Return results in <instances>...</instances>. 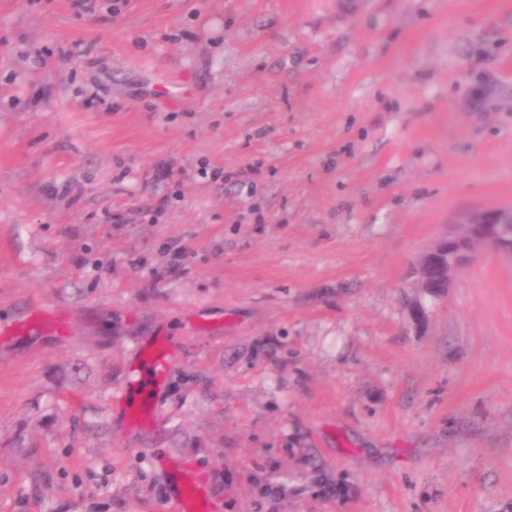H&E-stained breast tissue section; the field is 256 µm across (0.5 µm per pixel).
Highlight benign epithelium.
<instances>
[{"mask_svg": "<svg viewBox=\"0 0 512 512\" xmlns=\"http://www.w3.org/2000/svg\"><path fill=\"white\" fill-rule=\"evenodd\" d=\"M483 222L462 220L452 227L421 260L417 268L418 287L437 295L439 287L468 266L480 252L512 258V237L506 236L498 223L499 210L482 211Z\"/></svg>", "mask_w": 512, "mask_h": 512, "instance_id": "benign-epithelium-1", "label": "benign epithelium"}]
</instances>
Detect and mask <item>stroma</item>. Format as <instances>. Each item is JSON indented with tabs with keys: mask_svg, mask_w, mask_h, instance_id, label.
<instances>
[{
	"mask_svg": "<svg viewBox=\"0 0 512 512\" xmlns=\"http://www.w3.org/2000/svg\"><path fill=\"white\" fill-rule=\"evenodd\" d=\"M509 206L512 0H0V325L71 324L0 344V512H170V460L217 512H512V262L414 274ZM69 316L55 306H41L27 315L0 327V339L5 336H33L45 332L64 335L69 332ZM175 359L176 349L166 338L157 340L141 355L139 362L132 369L130 383L138 385L144 395L140 401L128 408L130 422L133 421L132 415L135 413L146 412L151 419L158 416L159 408L153 398V386L168 372Z\"/></svg>",
	"mask_w": 512,
	"mask_h": 512,
	"instance_id": "1",
	"label": "stroma"
}]
</instances>
